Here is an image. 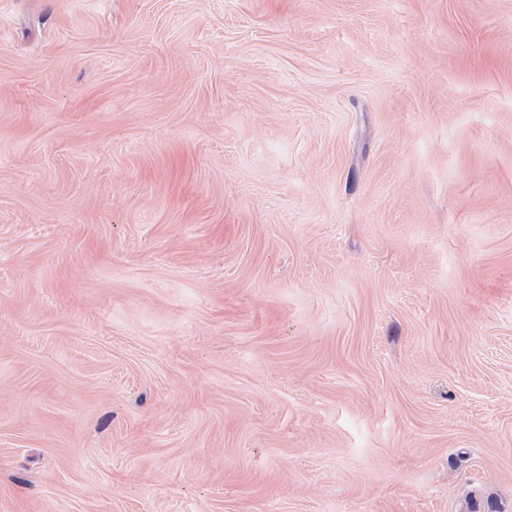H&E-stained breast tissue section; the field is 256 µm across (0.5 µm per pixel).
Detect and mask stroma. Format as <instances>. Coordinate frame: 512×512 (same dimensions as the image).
<instances>
[{
  "label": "stroma",
  "mask_w": 512,
  "mask_h": 512,
  "mask_svg": "<svg viewBox=\"0 0 512 512\" xmlns=\"http://www.w3.org/2000/svg\"><path fill=\"white\" fill-rule=\"evenodd\" d=\"M512 512V0H0V512Z\"/></svg>",
  "instance_id": "1"
}]
</instances>
